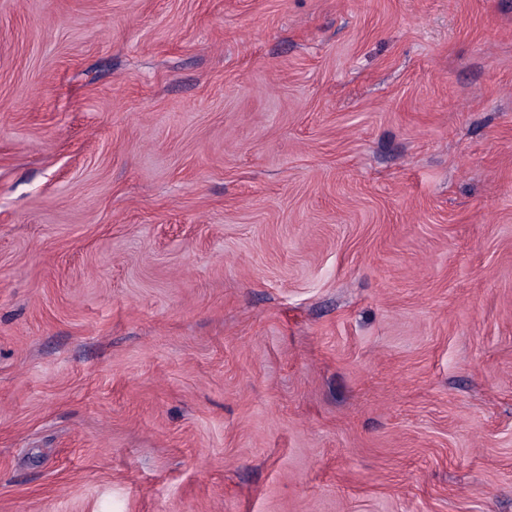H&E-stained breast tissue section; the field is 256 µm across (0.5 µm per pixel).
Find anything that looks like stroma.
Segmentation results:
<instances>
[{
  "label": "stroma",
  "instance_id": "1",
  "mask_svg": "<svg viewBox=\"0 0 512 512\" xmlns=\"http://www.w3.org/2000/svg\"><path fill=\"white\" fill-rule=\"evenodd\" d=\"M0 512H512V0H0Z\"/></svg>",
  "mask_w": 512,
  "mask_h": 512
}]
</instances>
